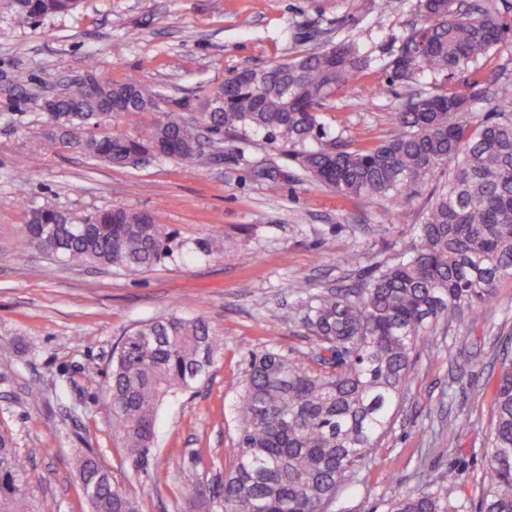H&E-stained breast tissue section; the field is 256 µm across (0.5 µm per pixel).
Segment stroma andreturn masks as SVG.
<instances>
[{"mask_svg": "<svg viewBox=\"0 0 512 512\" xmlns=\"http://www.w3.org/2000/svg\"><path fill=\"white\" fill-rule=\"evenodd\" d=\"M493 2L511 30L464 80H512V0ZM416 18L417 0H396L389 13L379 0H83L75 12L22 27L0 8V431L25 463L30 512H88L81 451L139 512H185L195 485L217 489L232 463L251 354L273 349L320 371V341L283 314L394 261L414 240L426 200L395 195L371 207L313 187L287 143L248 127L207 145L193 167L153 156L112 166L52 144L45 96L95 56L104 75L158 94L159 111L114 125L142 137L158 118L197 114L231 73L302 53L301 32L315 30L325 42L356 39L372 58L366 76L321 113L328 139L354 150L395 130L408 86L391 81L389 62ZM27 201L78 220L110 207L153 213L171 253L125 272L19 249ZM347 255L355 259L348 267ZM168 314L205 318L220 351L205 379L164 401L154 446L138 463L112 421L105 373L126 330ZM455 357L469 359V375L457 374ZM511 362L509 278L489 305L438 326L432 344L419 346L391 428L330 512H385L391 497L417 488L421 468L475 512L494 419L487 383ZM70 379L77 390L56 397ZM450 431L456 446L441 451Z\"/></svg>", "mask_w": 512, "mask_h": 512, "instance_id": "stroma-1", "label": "stroma"}]
</instances>
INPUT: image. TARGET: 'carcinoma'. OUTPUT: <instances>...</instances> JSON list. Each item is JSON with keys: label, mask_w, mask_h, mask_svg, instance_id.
Wrapping results in <instances>:
<instances>
[{"label": "carcinoma", "mask_w": 512, "mask_h": 512, "mask_svg": "<svg viewBox=\"0 0 512 512\" xmlns=\"http://www.w3.org/2000/svg\"><path fill=\"white\" fill-rule=\"evenodd\" d=\"M80 0H0L17 22L35 24L67 13ZM419 24L391 63V78L428 72L443 84L434 94H413L396 113L397 129L379 144L353 151L322 144L297 153L310 180L376 205L411 194L440 174L415 242L398 261L375 266L356 284L327 291L300 305L301 321L324 343L330 370L313 372L273 349L252 354L237 410L238 435L230 470L212 504L224 512H327L340 486L362 466L393 420L408 386L413 352L441 322L452 323L492 301L496 284L512 277V83L487 88L478 79L463 89L445 84L493 51L505 24L490 7H450L448 0H418ZM371 65L348 39L224 78L216 94L221 112L202 113L213 136L242 126L288 145L320 141L319 112L338 90ZM86 73L101 89L129 95L117 116L128 124L153 112L155 95L133 79ZM482 102L493 104L480 117ZM60 109L70 113L64 147L123 166L161 144L173 159L194 164L203 155L197 126L169 116L147 138L110 129L95 118L88 91L73 86ZM22 242L34 243L65 264L96 263L139 271L168 257L155 216L124 207L98 211L80 222L49 205L29 204ZM218 337L203 318L163 316L128 332L112 351L106 393L130 456L146 459L164 397L204 378L201 359L215 356ZM495 423L483 472L479 512H512V365L493 385ZM91 512H138L135 499L102 474L93 454L77 459ZM421 487L395 497L388 512H459L427 471ZM26 472L11 439L0 432V512H23Z\"/></svg>", "instance_id": "cac0c4a2"}]
</instances>
